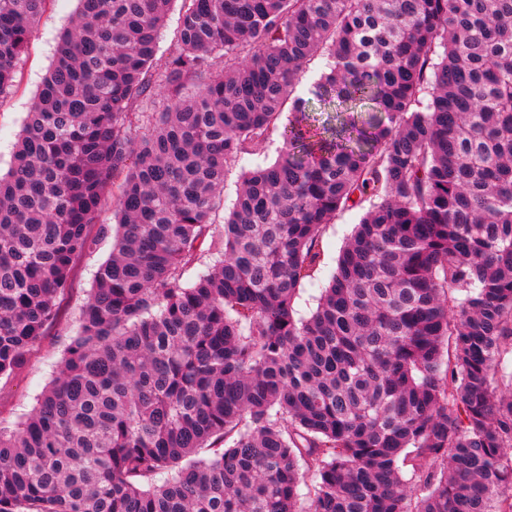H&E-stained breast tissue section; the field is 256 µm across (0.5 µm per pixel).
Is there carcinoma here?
I'll return each instance as SVG.
<instances>
[{"label": "carcinoma", "instance_id": "cac0c4a2", "mask_svg": "<svg viewBox=\"0 0 512 512\" xmlns=\"http://www.w3.org/2000/svg\"><path fill=\"white\" fill-rule=\"evenodd\" d=\"M50 2L0 0V95ZM172 2L78 0L0 175V379L118 215L0 512H512V0H181L159 58ZM180 1L172 4L165 27L158 42V57L168 56L176 48V35L180 26ZM326 59L315 57L303 67L298 76L293 96L301 97L305 100H312L311 90L314 83L319 79L321 73L325 70ZM368 207V203L361 206L348 207L339 211L331 224H326L321 239V272L322 279L336 267L337 258L343 249L346 238L355 224H358L361 216ZM320 290L317 286L305 283L295 298V308L299 316L308 317L316 309Z\"/></svg>", "mask_w": 512, "mask_h": 512}]
</instances>
